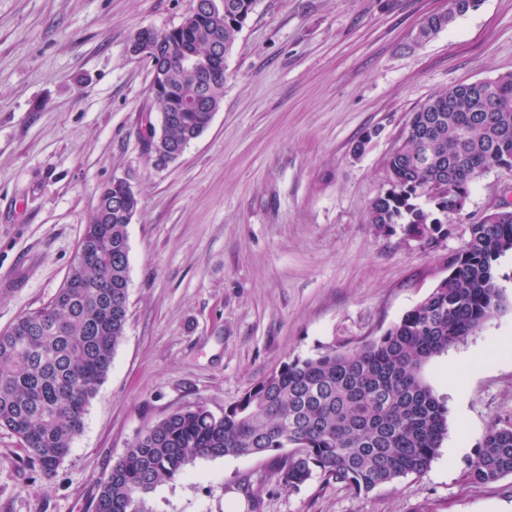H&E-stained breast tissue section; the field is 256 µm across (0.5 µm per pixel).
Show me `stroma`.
Listing matches in <instances>:
<instances>
[{
	"instance_id": "1",
	"label": "stroma",
	"mask_w": 512,
	"mask_h": 512,
	"mask_svg": "<svg viewBox=\"0 0 512 512\" xmlns=\"http://www.w3.org/2000/svg\"><path fill=\"white\" fill-rule=\"evenodd\" d=\"M194 0H0V332L62 288L99 189L126 181L129 319L82 433L52 475L0 428V512H94L100 483L172 412L214 414L273 369L380 336L447 276L467 234L438 246L369 224L385 161L411 115L448 87L512 73V0H480L426 41L448 0H257L206 130L164 167L140 130L158 119L142 27L180 25ZM375 135L362 155L353 147ZM512 199V168L471 185L479 217ZM506 306L433 358L448 435L430 466L369 493L314 475L279 481L273 454L199 458L145 496L147 512H512V474L469 465L512 423V252ZM483 352L457 390L451 364Z\"/></svg>"
}]
</instances>
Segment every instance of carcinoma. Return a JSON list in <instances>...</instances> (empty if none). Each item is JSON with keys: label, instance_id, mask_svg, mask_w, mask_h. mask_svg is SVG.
<instances>
[{"label": "carcinoma", "instance_id": "obj_1", "mask_svg": "<svg viewBox=\"0 0 512 512\" xmlns=\"http://www.w3.org/2000/svg\"><path fill=\"white\" fill-rule=\"evenodd\" d=\"M224 12L188 17L174 34L151 31L145 55L181 40L198 52L217 39L229 53L257 0H223ZM442 17L419 30L425 40L479 0H450ZM167 108L196 83L179 62L157 73ZM209 125L206 112H177L164 146H186ZM512 165V73L452 86L415 110L386 159L389 188L368 210L380 228L404 225L434 247L453 229L448 214L464 204L479 174ZM444 185L428 196L421 187ZM115 182L99 191L65 283L45 307L0 333V428L19 440L46 474L59 467L81 433L87 405L112 366L128 321L127 213L140 200L122 198ZM448 275L381 336L315 357L283 363L248 388L220 416L204 403L169 414L139 436L100 484L95 512H146L144 496L198 458L250 456L290 449L280 483L296 488L318 472L356 493L424 472L448 433V408L423 377L424 367L472 335L505 307L495 262L512 251V218L467 225ZM512 474V424L492 425L470 476L490 483Z\"/></svg>", "mask_w": 512, "mask_h": 512}]
</instances>
